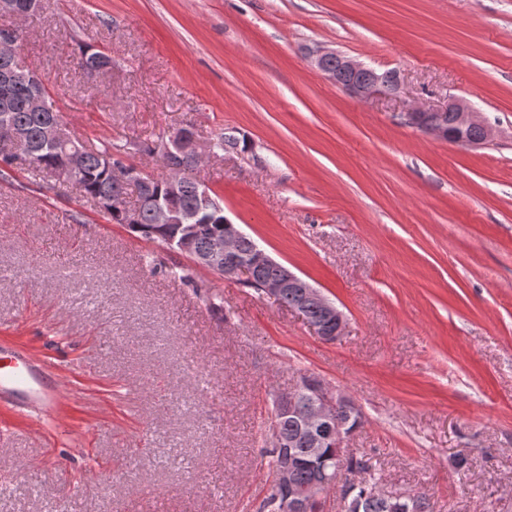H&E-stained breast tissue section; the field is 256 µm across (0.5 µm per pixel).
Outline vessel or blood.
<instances>
[{"mask_svg":"<svg viewBox=\"0 0 512 512\" xmlns=\"http://www.w3.org/2000/svg\"><path fill=\"white\" fill-rule=\"evenodd\" d=\"M59 389L44 362L25 349L0 347V399L44 414L54 408Z\"/></svg>","mask_w":512,"mask_h":512,"instance_id":"obj_1","label":"vessel or blood"}]
</instances>
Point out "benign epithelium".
Instances as JSON below:
<instances>
[{
    "label": "benign epithelium",
    "mask_w": 512,
    "mask_h": 512,
    "mask_svg": "<svg viewBox=\"0 0 512 512\" xmlns=\"http://www.w3.org/2000/svg\"><path fill=\"white\" fill-rule=\"evenodd\" d=\"M44 5L42 0H0V12L14 17L26 18ZM21 33L13 28L0 31V51L14 58L19 57V40ZM340 60L341 71L329 69L325 61L331 57ZM314 66L324 73L335 85L343 87L346 91L364 99L375 96H394L399 93V76L390 74L374 75L367 81H351L346 84L340 82V72L357 74L366 70V67L357 60L340 54L336 51L317 49L311 53ZM446 112L458 113L460 126L465 127L475 122L474 113L462 102L454 101L443 108H414L407 112L409 123L419 131L445 140L448 131L437 123V118ZM0 140L6 142L7 149L14 160L25 165L29 160V153L24 149L25 134L18 129H9L0 134ZM193 148L196 158L202 159L205 149L193 134V128L186 126L178 129L170 136L169 142L163 146V159L167 169V182L169 195L175 197L181 191L179 171L181 166L174 164V159L181 157L188 148ZM116 184L121 189H135L137 192L147 193L151 183L146 179V173L141 169L125 164L112 165ZM154 219L157 224H182L186 221L192 224H205L207 219L201 212L181 217L179 212L169 205H154ZM244 237L239 227L228 218L224 219V238L216 241L213 251L207 256L205 267L211 269L226 279L248 281L253 279V265L243 259L237 252V242ZM290 288L299 290V300L294 306L301 316H306V304H318L325 314L322 322H308L315 334L326 341H334L342 336L346 329V318L334 303L329 301L319 289L315 288L305 279L301 278L288 268H283V274L276 278L266 280L261 285V292L276 300ZM303 393L307 397L306 407L302 408L296 403V395ZM275 408L297 418L302 434L311 443L308 454L312 457L321 455L323 446L330 440L338 442L339 446L347 445L348 440L357 430L352 425L355 416L361 413L360 406L345 393L331 387L326 381L311 377L306 382H299L294 388L277 394L273 399ZM344 460L338 457L336 462L327 465L322 470V478L312 484L299 485L294 480L295 462L288 458L280 467L275 484L280 493L276 498L277 512H310L312 505L321 502L324 495L331 491L339 479V471ZM390 512H409L410 505L415 496L403 493L386 496Z\"/></svg>",
    "instance_id": "obj_1"
}]
</instances>
